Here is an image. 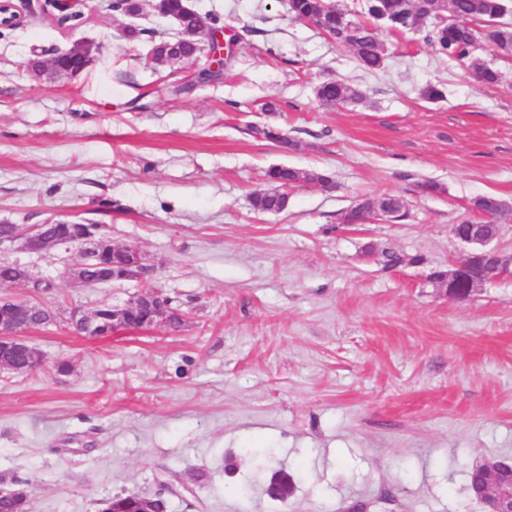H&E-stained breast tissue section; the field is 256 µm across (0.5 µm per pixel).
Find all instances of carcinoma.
Wrapping results in <instances>:
<instances>
[{"instance_id": "cac0c4a2", "label": "carcinoma", "mask_w": 512, "mask_h": 512, "mask_svg": "<svg viewBox=\"0 0 512 512\" xmlns=\"http://www.w3.org/2000/svg\"><path fill=\"white\" fill-rule=\"evenodd\" d=\"M435 0H365L364 14L367 21L354 22L341 10L333 11L324 7V0H289L293 17L301 21L315 20L318 27L328 34H335L336 43L348 48L357 63L366 71L381 69L387 58L386 49L379 38L378 14L385 9L394 14L391 29L399 32L411 30L422 34L424 42L434 51L457 62L468 74L487 87H495L502 80L500 71L485 65L482 53L497 50L512 53V24L504 21L506 0H446L448 14L454 21L443 24L436 15L432 4ZM321 105L337 107L348 101L361 98V93L339 81H324L316 89ZM268 188L257 190L251 196L253 208L259 212H281L288 207L285 188L302 181L318 183L329 180L319 173H306L286 165L268 169ZM473 207L497 216L507 204L494 196H480L473 201ZM81 223L52 224L48 232L57 239H73L83 233ZM39 354L16 357V371H34L41 366ZM298 475L280 470L266 486L265 492L273 500L280 501L284 486L296 487ZM33 506L28 495L17 491L10 499L0 498V512H32ZM141 512L139 499L133 495L116 494L100 502V512Z\"/></svg>"}]
</instances>
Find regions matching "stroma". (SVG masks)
I'll list each match as a JSON object with an SVG mask.
<instances>
[{"label":"stroma","instance_id":"obj_1","mask_svg":"<svg viewBox=\"0 0 512 512\" xmlns=\"http://www.w3.org/2000/svg\"><path fill=\"white\" fill-rule=\"evenodd\" d=\"M190 4L236 37L221 80H199L202 57L151 63L152 40L178 27L148 4L132 17L88 0L71 30L17 0L21 25L0 29V224H101L153 264L85 286L78 251L20 252L53 289L7 295L66 314L157 290L183 314L104 337L30 330L43 368L0 370V489L25 490L35 512H98L161 480L196 493L171 512H483L468 472L512 457V277L457 302L425 276L462 254L450 228L474 198L512 204V59L486 54L502 73L489 89L384 30L371 73L288 0ZM77 43L92 48L77 75L28 70ZM327 80L362 99L322 106ZM171 83L191 89L164 93ZM429 83L446 98L421 99ZM265 125L293 148L257 136ZM277 164L334 186L303 183L286 210L255 211ZM425 180L444 193L420 194ZM383 193L403 197L405 223L342 224ZM386 248L423 263L387 269ZM277 470L303 473L284 503L265 493Z\"/></svg>","mask_w":512,"mask_h":512}]
</instances>
